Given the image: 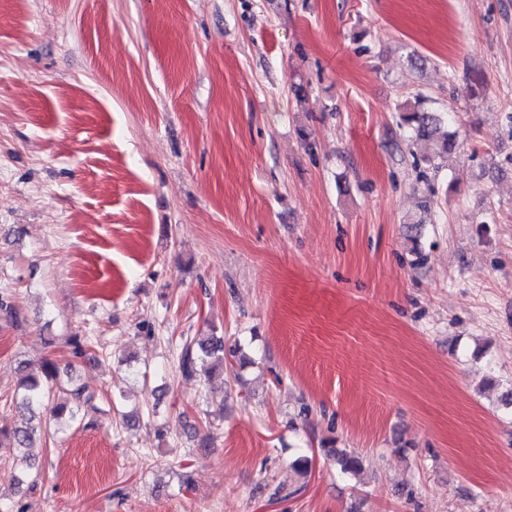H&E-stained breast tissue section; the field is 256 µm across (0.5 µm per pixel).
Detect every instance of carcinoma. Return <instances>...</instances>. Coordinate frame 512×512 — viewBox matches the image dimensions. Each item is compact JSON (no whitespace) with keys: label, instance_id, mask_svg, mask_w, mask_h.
Wrapping results in <instances>:
<instances>
[{"label":"carcinoma","instance_id":"obj_1","mask_svg":"<svg viewBox=\"0 0 512 512\" xmlns=\"http://www.w3.org/2000/svg\"><path fill=\"white\" fill-rule=\"evenodd\" d=\"M424 101L425 97L418 93L414 101L399 106L400 126L408 128L410 138L433 142L439 152L446 153L455 146V133L441 131V119L424 111ZM236 353V347H225L222 336L212 335L198 344L187 341L180 351L179 367L183 376L195 378L202 372L224 366L226 356ZM28 366L27 362L20 363L19 394L14 401L17 421L10 430L0 429V449L12 448L19 452L30 447L37 437L49 434L50 425L43 424L40 417L46 401H54L50 409L52 420L66 415L74 420L82 409L95 408L94 394L76 384L68 369L51 359L44 360L35 373L27 371ZM325 455L336 459L344 474H355L361 469V461L354 454L329 448Z\"/></svg>","mask_w":512,"mask_h":512}]
</instances>
